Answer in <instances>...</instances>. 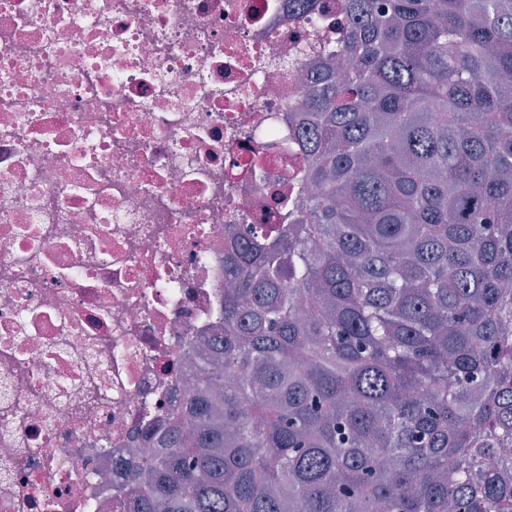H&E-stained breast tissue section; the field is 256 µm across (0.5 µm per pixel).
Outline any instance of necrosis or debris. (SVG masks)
<instances>
[{
	"label": "necrosis or debris",
	"instance_id": "necrosis-or-debris-1",
	"mask_svg": "<svg viewBox=\"0 0 512 512\" xmlns=\"http://www.w3.org/2000/svg\"><path fill=\"white\" fill-rule=\"evenodd\" d=\"M358 38L342 0H0V512H127Z\"/></svg>",
	"mask_w": 512,
	"mask_h": 512
}]
</instances>
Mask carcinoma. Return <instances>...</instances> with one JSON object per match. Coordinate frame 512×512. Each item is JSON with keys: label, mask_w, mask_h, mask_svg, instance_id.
<instances>
[{"label": "carcinoma", "mask_w": 512, "mask_h": 512, "mask_svg": "<svg viewBox=\"0 0 512 512\" xmlns=\"http://www.w3.org/2000/svg\"><path fill=\"white\" fill-rule=\"evenodd\" d=\"M298 224H251L131 512H512V0H344Z\"/></svg>", "instance_id": "carcinoma-1"}]
</instances>
